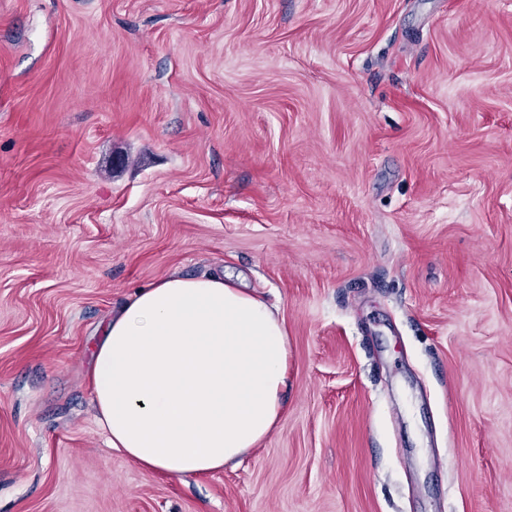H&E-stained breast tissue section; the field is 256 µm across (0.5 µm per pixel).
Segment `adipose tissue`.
Instances as JSON below:
<instances>
[{"instance_id": "ef3b65f1", "label": "adipose tissue", "mask_w": 512, "mask_h": 512, "mask_svg": "<svg viewBox=\"0 0 512 512\" xmlns=\"http://www.w3.org/2000/svg\"><path fill=\"white\" fill-rule=\"evenodd\" d=\"M288 330L221 277H164L112 317L88 370L109 448L167 476L235 463L282 414Z\"/></svg>"}]
</instances>
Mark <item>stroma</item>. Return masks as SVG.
I'll use <instances>...</instances> for the list:
<instances>
[{
    "label": "stroma",
    "mask_w": 512,
    "mask_h": 512,
    "mask_svg": "<svg viewBox=\"0 0 512 512\" xmlns=\"http://www.w3.org/2000/svg\"><path fill=\"white\" fill-rule=\"evenodd\" d=\"M170 274L288 329L219 472L96 423ZM0 512H512V0H0Z\"/></svg>",
    "instance_id": "obj_1"
}]
</instances>
